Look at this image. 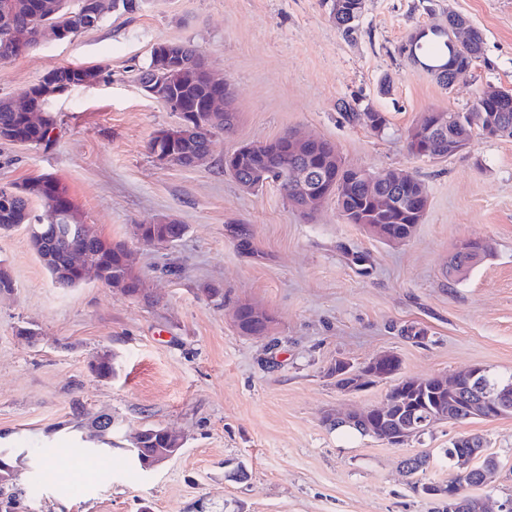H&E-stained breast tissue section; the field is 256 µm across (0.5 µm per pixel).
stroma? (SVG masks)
<instances>
[{"instance_id": "obj_1", "label": "stroma", "mask_w": 512, "mask_h": 512, "mask_svg": "<svg viewBox=\"0 0 512 512\" xmlns=\"http://www.w3.org/2000/svg\"><path fill=\"white\" fill-rule=\"evenodd\" d=\"M330 0H150L115 12L67 41H48L0 68V96L15 97L60 66L100 64L108 82L78 87L51 104L50 146L0 141V186L56 176L81 220L124 241L158 303L94 281L56 285L23 229L0 233V262L14 289L0 294V448L21 455L17 512H435L414 493L403 457L431 458L421 479L447 481L451 440L482 435L499 462L469 488L489 504L512 495V415L444 422L401 447L329 425L335 412L382 402L384 383L345 392L329 371L383 352L404 377L471 366L512 377V138L474 135L443 160L407 151L409 131L431 110L466 113L494 90H512V0H365L345 35ZM461 13L484 34L468 78L442 87L399 48L422 29ZM197 47L228 79L238 115L216 133L196 167L158 165L147 143L176 113L146 96L138 69L153 45ZM389 90H382V82ZM384 112L375 134L346 108ZM302 132L333 143L346 165L420 180L422 224L387 243L346 223L334 200L303 216L269 184L243 190L224 157L246 143ZM173 218L185 235L141 245L139 225ZM488 240L494 254L465 280L449 281V254ZM223 288L224 301L204 294ZM251 303L274 318L261 338L232 317ZM36 330L35 340L17 335ZM116 356L102 379L88 363ZM112 414V468L85 469L70 456L88 428L72 429L75 404ZM147 424L184 434L173 459L138 478L125 458ZM53 449V475L33 451Z\"/></svg>"}]
</instances>
